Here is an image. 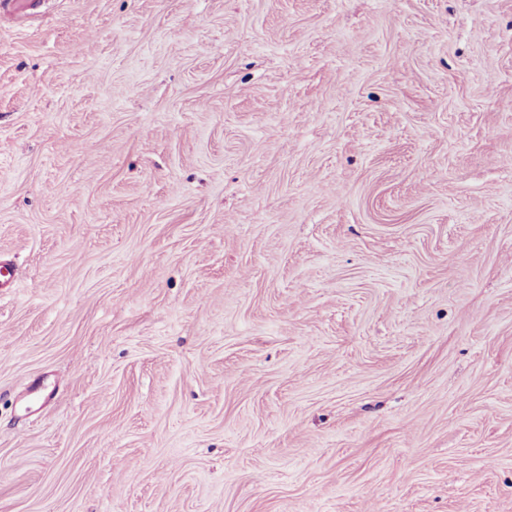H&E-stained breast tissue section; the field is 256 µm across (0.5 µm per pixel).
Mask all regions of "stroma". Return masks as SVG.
Listing matches in <instances>:
<instances>
[{
  "instance_id": "35a3bbf8",
  "label": "stroma",
  "mask_w": 512,
  "mask_h": 512,
  "mask_svg": "<svg viewBox=\"0 0 512 512\" xmlns=\"http://www.w3.org/2000/svg\"><path fill=\"white\" fill-rule=\"evenodd\" d=\"M36 11L0 512H512V0Z\"/></svg>"
}]
</instances>
